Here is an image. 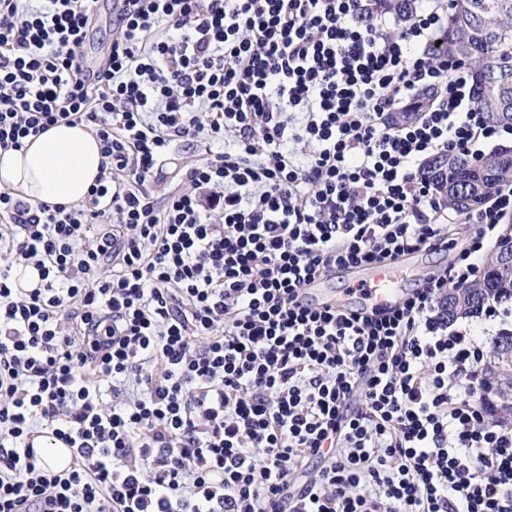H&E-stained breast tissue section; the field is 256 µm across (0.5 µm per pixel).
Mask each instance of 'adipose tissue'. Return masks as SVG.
<instances>
[{
	"label": "adipose tissue",
	"instance_id": "adipose-tissue-1",
	"mask_svg": "<svg viewBox=\"0 0 512 512\" xmlns=\"http://www.w3.org/2000/svg\"><path fill=\"white\" fill-rule=\"evenodd\" d=\"M101 161L88 125L61 122L25 139L20 150H0V190L34 206L78 204L99 177Z\"/></svg>",
	"mask_w": 512,
	"mask_h": 512
}]
</instances>
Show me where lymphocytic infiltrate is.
I'll list each match as a JSON object with an SVG mask.
<instances>
[{
    "label": "lymphocytic infiltrate",
    "instance_id": "obj_1",
    "mask_svg": "<svg viewBox=\"0 0 512 512\" xmlns=\"http://www.w3.org/2000/svg\"><path fill=\"white\" fill-rule=\"evenodd\" d=\"M363 2L115 0L88 73L98 0H0V149L84 122L104 157L79 204L0 191V512H512V427L487 421L484 352L443 305L512 186L459 213L423 175L499 130L440 43L447 10L396 26ZM202 139L223 151L179 163ZM171 167L184 190L145 191ZM453 224L467 248L412 295L307 300ZM20 262L39 287H14ZM37 434L80 465L53 472ZM97 18L85 46L87 66H94L112 35V0H98Z\"/></svg>",
    "mask_w": 512,
    "mask_h": 512
}]
</instances>
